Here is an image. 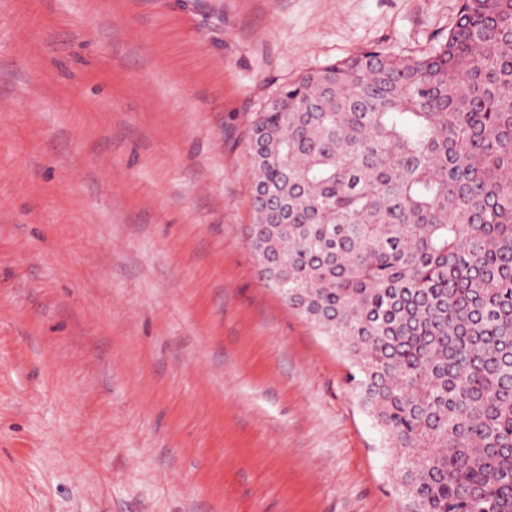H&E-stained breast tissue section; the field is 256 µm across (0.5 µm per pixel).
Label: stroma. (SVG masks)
Listing matches in <instances>:
<instances>
[{
  "instance_id": "35a3bbf8",
  "label": "stroma",
  "mask_w": 512,
  "mask_h": 512,
  "mask_svg": "<svg viewBox=\"0 0 512 512\" xmlns=\"http://www.w3.org/2000/svg\"><path fill=\"white\" fill-rule=\"evenodd\" d=\"M459 0H0V512H407L354 360L257 273L247 137Z\"/></svg>"
}]
</instances>
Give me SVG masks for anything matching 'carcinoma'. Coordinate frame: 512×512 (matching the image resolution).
I'll list each match as a JSON object with an SVG mask.
<instances>
[{"label":"carcinoma","mask_w":512,"mask_h":512,"mask_svg":"<svg viewBox=\"0 0 512 512\" xmlns=\"http://www.w3.org/2000/svg\"><path fill=\"white\" fill-rule=\"evenodd\" d=\"M248 152L259 274L353 357L409 512H512V0L300 76Z\"/></svg>","instance_id":"carcinoma-1"}]
</instances>
